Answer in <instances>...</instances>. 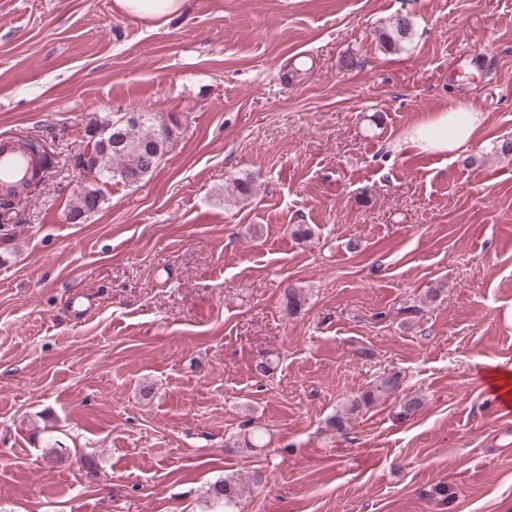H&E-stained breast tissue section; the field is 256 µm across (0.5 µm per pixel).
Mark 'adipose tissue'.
Listing matches in <instances>:
<instances>
[{
	"label": "adipose tissue",
	"mask_w": 512,
	"mask_h": 512,
	"mask_svg": "<svg viewBox=\"0 0 512 512\" xmlns=\"http://www.w3.org/2000/svg\"><path fill=\"white\" fill-rule=\"evenodd\" d=\"M484 121L482 112L455 106L431 120L415 124L405 140L423 152L454 153L473 142Z\"/></svg>",
	"instance_id": "ef3b65f1"
}]
</instances>
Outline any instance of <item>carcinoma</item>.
<instances>
[{
	"instance_id": "cac0c4a2",
	"label": "carcinoma",
	"mask_w": 512,
	"mask_h": 512,
	"mask_svg": "<svg viewBox=\"0 0 512 512\" xmlns=\"http://www.w3.org/2000/svg\"><path fill=\"white\" fill-rule=\"evenodd\" d=\"M411 31L412 21L406 16H398L389 30L380 34L379 43L386 50H395L408 40ZM88 136L93 139L91 165L96 168L97 177L82 182L73 193L69 215L74 219L101 207L104 195L100 185L113 180L128 185L143 180L148 176L145 172L147 165L157 168L169 148V144L160 137V123L152 112H140L133 124L121 123L110 131L102 124V117L97 116L91 122ZM399 385L396 374L380 377L368 391L352 400L348 413L389 398ZM233 447L254 452L262 447V435L255 430H247L233 443ZM265 479L267 476L258 470L248 473L244 479L226 476L214 484L212 504L224 512H236L240 501L262 487Z\"/></svg>"
}]
</instances>
